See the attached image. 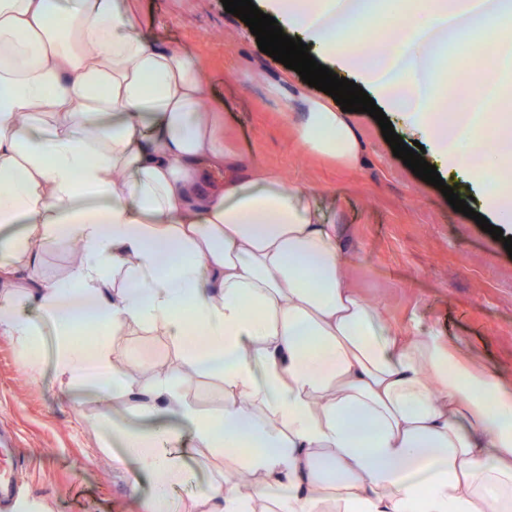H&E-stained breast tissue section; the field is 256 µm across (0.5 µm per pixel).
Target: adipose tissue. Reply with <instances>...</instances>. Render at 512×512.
<instances>
[{
    "instance_id": "adipose-tissue-1",
    "label": "adipose tissue",
    "mask_w": 512,
    "mask_h": 512,
    "mask_svg": "<svg viewBox=\"0 0 512 512\" xmlns=\"http://www.w3.org/2000/svg\"><path fill=\"white\" fill-rule=\"evenodd\" d=\"M322 55L357 73L483 189L512 227V0H263ZM392 36L355 48L372 22ZM478 58L461 79L449 45ZM206 77L185 48H159L118 0H0V333L57 338L69 384L130 390L111 355L130 329H160L184 369L224 379V416L199 413L171 377L139 393L195 441L250 471L205 494L207 512H512V386L456 344L386 319L348 281L335 225L264 165L240 167ZM304 151L355 164L342 113L302 99ZM227 170L221 191L198 186ZM81 240L63 283L10 286L48 243ZM384 340H377L376 324ZM92 343H82L84 335ZM154 477L158 501L183 467L174 436L101 422Z\"/></svg>"
}]
</instances>
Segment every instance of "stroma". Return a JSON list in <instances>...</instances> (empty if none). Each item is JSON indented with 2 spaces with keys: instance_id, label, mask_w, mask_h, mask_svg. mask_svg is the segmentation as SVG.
I'll return each instance as SVG.
<instances>
[{
  "instance_id": "stroma-1",
  "label": "stroma",
  "mask_w": 512,
  "mask_h": 512,
  "mask_svg": "<svg viewBox=\"0 0 512 512\" xmlns=\"http://www.w3.org/2000/svg\"><path fill=\"white\" fill-rule=\"evenodd\" d=\"M140 31L152 44L184 46L208 77V109L222 112L224 135L244 164L274 168L284 185L301 184L335 224L344 270L365 301L400 324L453 341L477 364L512 382V256L473 219L454 211L438 188L393 155L376 120L347 114L363 149L344 167L302 151L293 128L303 117L297 72L260 51L249 27L221 0H135ZM56 337L43 323L40 358L0 334V429L17 445L0 470L18 468L21 487L5 512H144L154 481L140 464L108 445L95 427L103 406L143 429L157 424L182 438L175 452L188 478L161 512H204L203 492L232 467L197 445L175 417L145 416L139 398L67 386L54 370ZM134 385L178 376L182 399L200 413L224 414V379L181 371L178 349L161 332L130 330L114 343Z\"/></svg>"
}]
</instances>
